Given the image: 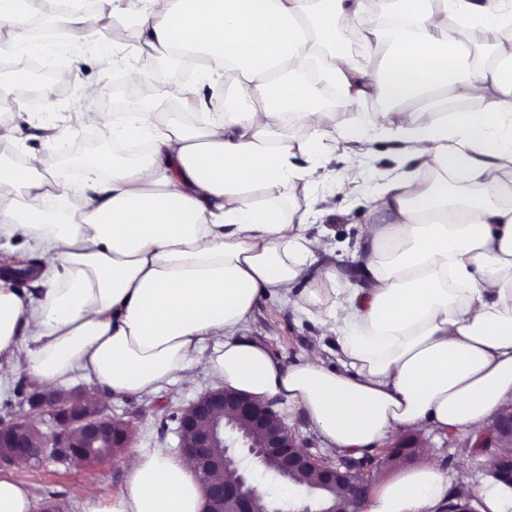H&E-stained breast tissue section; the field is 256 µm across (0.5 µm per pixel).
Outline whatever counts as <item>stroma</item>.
Wrapping results in <instances>:
<instances>
[{"label":"stroma","mask_w":512,"mask_h":512,"mask_svg":"<svg viewBox=\"0 0 512 512\" xmlns=\"http://www.w3.org/2000/svg\"><path fill=\"white\" fill-rule=\"evenodd\" d=\"M58 38L55 47L70 51V64L78 70L83 81L105 87V95L93 99H78L74 89L59 91L57 97L46 103L27 106L25 113L8 110L6 120L17 122L22 132L15 143L0 145V162L15 165L17 159L35 152L59 155L64 146H83L90 155L106 154L111 142L102 133L84 130L72 133L74 115L78 112H108L111 95L129 84L132 73L141 69L148 48L142 40L121 44L104 36L78 39L68 34L64 19L51 22ZM402 147L397 143L374 140L352 145L328 155V168L342 169L351 163H363L364 172L354 183L336 188V212L316 219L308 233L324 235L336 243V267L344 278L354 274L352 259L354 246L359 242L364 225L375 222L365 197L377 175L395 168V159ZM249 335L263 340L285 364L296 363L305 352L323 348L327 366L337 364L336 341L325 328L276 297L261 298L248 323ZM215 380L205 369H198L193 380L177 382L150 396L125 395L113 397L107 411L118 421L127 424L130 441L106 464L88 469H77L71 463L51 458L36 465L0 467V477L8 476L40 485L42 501L58 506L60 512H82L89 493L108 495L119 491L126 481L125 462L130 449L164 448L176 450L178 445L177 415L206 391L214 388ZM435 461L453 472L467 475L477 486L489 484L481 459L459 457L449 447L447 437L433 434Z\"/></svg>","instance_id":"obj_1"}]
</instances>
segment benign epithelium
Instances as JSON below:
<instances>
[{
	"instance_id": "1",
	"label": "benign epithelium",
	"mask_w": 512,
	"mask_h": 512,
	"mask_svg": "<svg viewBox=\"0 0 512 512\" xmlns=\"http://www.w3.org/2000/svg\"><path fill=\"white\" fill-rule=\"evenodd\" d=\"M67 397V402L56 403L50 393L30 392V411L0 422V444L11 448L0 456V464L18 460L32 463L52 453L95 467L111 460L109 456L88 460L87 454L99 442L108 440L114 448L127 447V426L106 414L105 405L97 404L95 415L88 416L83 392L70 390ZM40 423L49 426V430L40 431L35 439L32 430ZM177 431L180 454L206 472L218 470L227 474L225 480L208 484L205 512H284L258 490L251 470L242 466L243 452L262 468L273 461L272 475L289 484L294 474H314L315 483H299L297 487L316 497L318 509L303 504L293 512H363L372 488L367 470L373 467L374 460L345 468L320 460L304 449L271 406L230 389L218 387L199 396L178 417ZM414 447V437H398L383 450V463L411 459ZM465 447L475 458L492 454L495 466L489 474L496 484L511 489L512 453L504 454L499 449L512 447V400L478 434L469 437ZM341 487L347 488V495L338 501L336 490Z\"/></svg>"
}]
</instances>
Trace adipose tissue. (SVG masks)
<instances>
[{
    "instance_id": "adipose-tissue-1",
    "label": "adipose tissue",
    "mask_w": 512,
    "mask_h": 512,
    "mask_svg": "<svg viewBox=\"0 0 512 512\" xmlns=\"http://www.w3.org/2000/svg\"><path fill=\"white\" fill-rule=\"evenodd\" d=\"M133 0L112 20L146 46L201 60L234 93L220 112L199 93L158 94L131 112H82V128L146 142L104 155L69 180L58 161L0 167V237L32 241L49 270L42 300L0 278V377L25 369L34 389L96 380L90 402L150 395L205 368L221 386L303 415L326 445L360 454L412 430L422 465L373 487L365 512H435L477 488L433 459L431 433H476L512 396V0ZM482 29L483 51L463 33ZM357 32L352 45L339 30ZM328 45L323 60L308 44ZM321 69V84L302 73ZM385 112L333 121L321 85ZM476 99L477 112L438 111ZM307 122L300 147L285 130ZM365 139L402 144L410 169L368 195L357 282L340 285L333 247L307 233L334 213L316 192L323 157ZM307 165H299L298 156ZM295 295L334 336L283 364L244 323L263 297ZM124 488L83 512H202L212 477L178 454L138 448Z\"/></svg>"
}]
</instances>
